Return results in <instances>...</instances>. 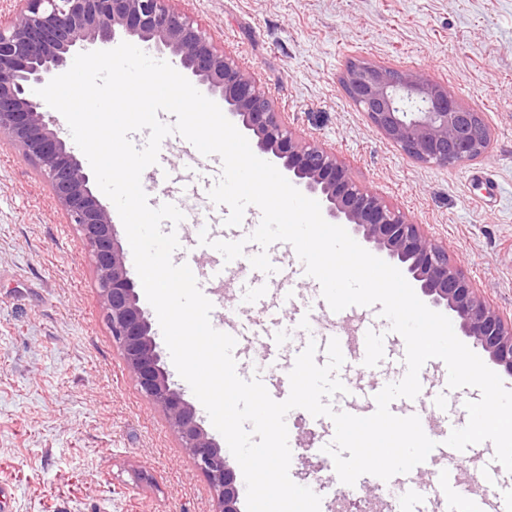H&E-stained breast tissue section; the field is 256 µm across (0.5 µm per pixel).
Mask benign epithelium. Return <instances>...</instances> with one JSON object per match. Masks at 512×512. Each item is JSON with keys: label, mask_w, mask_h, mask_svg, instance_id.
<instances>
[{"label": "benign epithelium", "mask_w": 512, "mask_h": 512, "mask_svg": "<svg viewBox=\"0 0 512 512\" xmlns=\"http://www.w3.org/2000/svg\"><path fill=\"white\" fill-rule=\"evenodd\" d=\"M172 0H24L0 19V134L20 145L39 168L89 247L105 317L140 392L177 432L216 497L215 512H241V487L228 455L211 438L172 380L140 303L112 214L93 178L33 88L67 71L77 51L126 39L171 58L274 158L288 180L318 199L326 221L344 224L402 266L433 304L443 305L460 331L512 374V319L475 288L448 250L422 225L360 188L336 154L299 139L253 77L224 53ZM350 98L391 143L413 159L451 166L478 158L489 142L480 113L448 89L419 75L360 61L347 68Z\"/></svg>", "instance_id": "1"}]
</instances>
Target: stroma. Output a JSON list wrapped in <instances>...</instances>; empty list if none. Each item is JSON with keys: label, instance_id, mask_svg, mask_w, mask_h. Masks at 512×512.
<instances>
[{"label": "stroma", "instance_id": "1", "mask_svg": "<svg viewBox=\"0 0 512 512\" xmlns=\"http://www.w3.org/2000/svg\"><path fill=\"white\" fill-rule=\"evenodd\" d=\"M250 72L295 136L336 153L363 189L422 225L512 318V0H177ZM364 60L444 85L480 112L484 155L418 162L347 94ZM427 393L400 413L468 419L474 387ZM289 475L336 512L343 487L319 453L320 421L288 416ZM321 476H314V469ZM11 512H214L213 491L141 395L112 339L89 249L36 165L0 135V485Z\"/></svg>", "mask_w": 512, "mask_h": 512}]
</instances>
